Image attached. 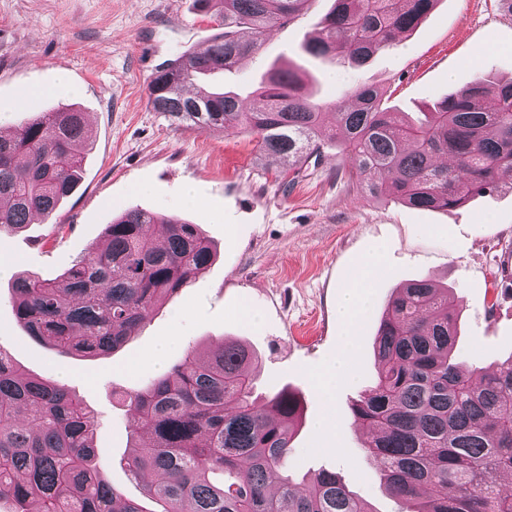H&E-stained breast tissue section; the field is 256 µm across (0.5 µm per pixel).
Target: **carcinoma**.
I'll list each match as a JSON object with an SVG mask.
<instances>
[{"instance_id":"cac0c4a2","label":"carcinoma","mask_w":512,"mask_h":512,"mask_svg":"<svg viewBox=\"0 0 512 512\" xmlns=\"http://www.w3.org/2000/svg\"><path fill=\"white\" fill-rule=\"evenodd\" d=\"M309 0H222L224 32L208 58L182 53L151 76L156 112L201 131L244 128L260 155L290 167L318 164L338 141L369 198L393 197L419 209L448 210L499 188L512 172V80L489 89L476 80L410 122L358 85L327 107L309 100L294 71L273 72L262 105L228 92L180 88L230 72ZM438 0H334L305 50L339 52L363 64L415 30ZM85 113L45 112L0 135V230L51 215L80 179ZM213 260L198 225L129 209L103 244L74 261L59 282L20 275L13 282L17 322L63 356L91 359L120 348L163 301ZM455 304L427 279L388 302L375 333L377 378L353 405L354 423L386 493L401 512H512V357L479 383L456 345ZM257 353L226 340L200 359L190 350L167 372L121 396L131 419L125 466L147 479L129 499L100 475L85 403L50 380L21 373L0 350V501L11 512H374L336 473L320 470L297 488L286 469L302 402L282 389L258 405L251 369Z\"/></svg>"}]
</instances>
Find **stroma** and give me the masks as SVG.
<instances>
[{
	"mask_svg": "<svg viewBox=\"0 0 512 512\" xmlns=\"http://www.w3.org/2000/svg\"><path fill=\"white\" fill-rule=\"evenodd\" d=\"M332 5L309 0L298 19L240 62L230 86L246 95L270 68L290 67L308 75L321 104L367 84L384 91L386 106L416 112L475 79L512 78V14L498 0H438L416 30L361 65L300 49ZM219 13L215 0L206 9L199 0H0V129L72 106L87 114L79 187L51 217L0 233V254L12 262L11 274L0 276V350L26 375L65 384L83 400L97 422L102 476L139 499L142 484L124 462L130 420L121 394L155 376L147 359L159 342L167 344V367L188 350L204 355L224 338L240 340L261 357L258 395L285 388L302 398L294 483L333 471L374 512H400L365 459L350 410L376 376L374 333L398 289L427 277L459 306L456 352L468 368L490 369L512 356V179L448 211L417 209L364 197L345 176L348 161L336 144L294 178L287 165L259 157L245 132L172 122L149 103L150 77L210 43L221 30ZM62 75L69 89L58 86ZM132 208L201 225L215 261L116 351L83 360L30 338L16 320L14 275L60 279ZM374 253L380 263L358 325L354 374L336 398L333 432L322 436L313 424L326 405L314 381L346 333L336 302L350 271Z\"/></svg>",
	"mask_w": 512,
	"mask_h": 512,
	"instance_id": "35a3bbf8",
	"label": "stroma"
}]
</instances>
